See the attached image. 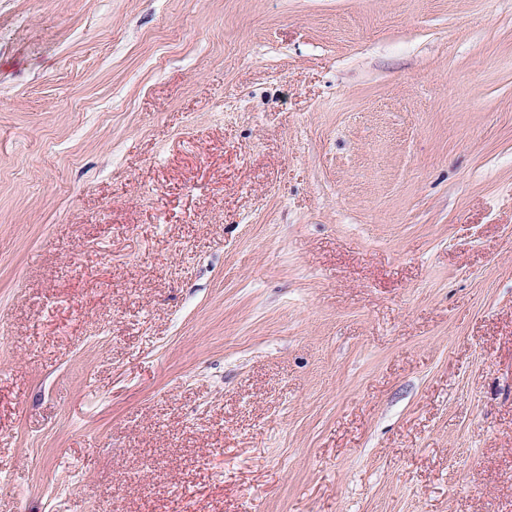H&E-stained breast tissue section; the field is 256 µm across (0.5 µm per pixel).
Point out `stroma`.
<instances>
[{
  "label": "stroma",
  "mask_w": 512,
  "mask_h": 512,
  "mask_svg": "<svg viewBox=\"0 0 512 512\" xmlns=\"http://www.w3.org/2000/svg\"><path fill=\"white\" fill-rule=\"evenodd\" d=\"M0 512H512V0H0Z\"/></svg>",
  "instance_id": "35a3bbf8"
}]
</instances>
